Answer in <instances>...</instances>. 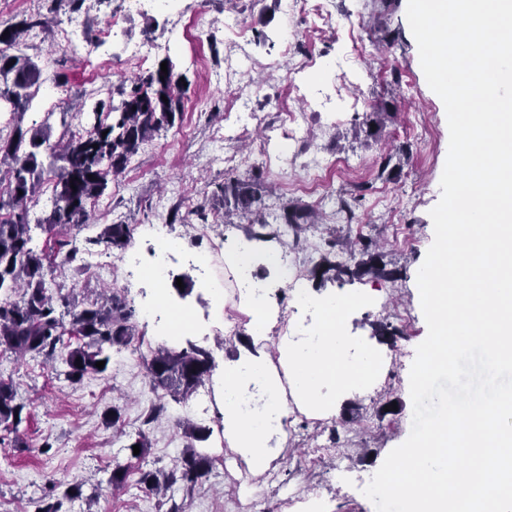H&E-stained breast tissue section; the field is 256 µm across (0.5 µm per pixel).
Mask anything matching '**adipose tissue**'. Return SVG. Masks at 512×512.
<instances>
[{"instance_id": "ef3b65f1", "label": "adipose tissue", "mask_w": 512, "mask_h": 512, "mask_svg": "<svg viewBox=\"0 0 512 512\" xmlns=\"http://www.w3.org/2000/svg\"><path fill=\"white\" fill-rule=\"evenodd\" d=\"M363 295L331 293L313 297L305 287L293 293L292 305L316 315L313 334L304 345H284L280 349L288 362V376L301 400L315 409L330 408L336 398L372 383L380 365L371 351H355L343 334L345 317L362 305ZM224 390V436L239 452L247 455L256 469L267 462V448L273 434L270 417L288 413L281 385L274 378L264 357L252 356L226 363L219 379ZM259 387L263 411L243 412L239 394Z\"/></svg>"}]
</instances>
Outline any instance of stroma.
<instances>
[{
    "label": "stroma",
    "instance_id": "stroma-1",
    "mask_svg": "<svg viewBox=\"0 0 512 512\" xmlns=\"http://www.w3.org/2000/svg\"><path fill=\"white\" fill-rule=\"evenodd\" d=\"M282 5L283 0H181L182 25L174 30L161 0L127 16L123 0H0V29L37 12L50 18L49 29L29 31L19 48L41 63L53 59L73 102L90 108L100 101L119 104L124 80L166 58L188 85L180 119L112 177L91 209L90 224L73 235L77 260L45 279L50 294L79 309L99 300L104 291H117L134 312L132 343L112 353L105 372L88 373L79 382L68 378L62 359L22 358L0 349V378L12 380L27 415L18 430L0 426V512H34L40 500L53 497L61 499L62 512H165L174 505L181 512H250L237 499L245 473L265 486L268 512H375L362 490L412 427L409 373L416 348L428 333L416 272L434 240L430 212L441 198L448 154L446 111L422 71L406 18L407 0H396L391 8L381 0H325L323 14L298 10L289 20ZM116 13L123 16L122 40L104 46L96 64L62 50L58 32L66 16L80 17L90 41ZM233 20L249 31L247 52L241 56L232 51L234 34L228 24ZM152 37L165 41V48L151 53L144 65H128L123 44ZM292 68L297 74L290 88L284 74ZM242 96L250 113L247 129L225 132L226 110ZM383 103L394 109V117L377 137H366L365 114ZM288 111L304 116L298 160L266 167L263 140ZM388 153L401 170L382 177L379 164ZM246 155L253 167L262 169L268 185L263 196L267 219H275L290 202L318 213V224L301 238L285 233L283 247L299 250V270L311 294L366 296V305L346 316L344 330L354 347L375 352L383 369L371 387L337 397L323 412L289 398L295 429L285 439L271 441L267 458L268 468L279 472V484H267L265 474L255 472L247 457L228 446L224 454L231 468L221 475L209 473L192 490L176 483L160 498L133 475L121 490H113V469L135 464L127 446L138 432L149 434L144 466L151 470H172L186 439L179 424L182 404L170 403L156 421L148 419L157 400L148 361L160 340L154 322L145 321L140 310L153 300L156 287L141 273L130 275L121 268L97 275L89 260L109 261L120 251L96 238L106 225H129V248L147 262L153 241L141 234V227L169 225L180 246L163 290L172 301L206 314L210 297L200 288V274L188 257L207 249L198 228L217 222L216 186L231 173L247 176L248 170L237 165ZM305 162L323 165L332 196L305 190ZM360 184L365 191L350 220L340 212L339 201ZM331 228L343 238L379 241L385 262L400 270V278L366 277L344 284L313 279L310 271ZM177 277L182 287H175ZM274 304L281 318L272 323L264 342H254L245 324L233 335L220 333L204 342L190 334L186 340L205 344L219 369L247 354L281 362V342L309 335L310 329L286 328L295 315L290 298L276 296ZM380 319L403 329V336L378 340L371 325ZM385 399L396 402L397 414L381 415ZM116 410L121 413L117 423L112 420ZM76 484L80 495H66V488ZM284 485L298 504L284 499Z\"/></svg>",
    "mask_w": 512,
    "mask_h": 512
}]
</instances>
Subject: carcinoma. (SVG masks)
<instances>
[{
	"label": "carcinoma",
	"instance_id": "cac0c4a2",
	"mask_svg": "<svg viewBox=\"0 0 512 512\" xmlns=\"http://www.w3.org/2000/svg\"><path fill=\"white\" fill-rule=\"evenodd\" d=\"M47 27L48 21L37 14L8 27L6 36L0 30V102L10 106L8 125L13 132L6 140L0 136V166H7L4 178L8 182L7 196L0 195V211H7V217L0 220V292L20 295L17 300L0 301V347L19 356H52L64 335L62 318L45 288L44 257L31 247L29 212L38 203L43 173L53 174L49 182L52 208L37 221V226L52 235L63 230H80L89 223V205L107 189L108 176L121 174L145 143L175 124L186 92L181 75L169 60L168 75H163L158 65L139 75L130 87H120L119 105L96 104L92 116L88 117V128L81 132L70 131L67 112L61 113L65 131L55 142L51 141L48 125L25 129L22 119L33 99L31 88L40 85L42 67L33 58L11 54L9 49L28 31ZM390 112L387 106L375 107L366 116L365 124H373L380 131ZM44 154L49 158L47 164L40 160ZM219 189L224 202V223H231L235 215L246 220L240 225L246 239H280L279 229L266 221L262 211L264 184L260 174L226 177ZM281 220L292 230L297 243L301 234L315 223V212L290 203L282 209ZM129 241L127 224H109L95 239L117 249L125 248ZM339 243L336 232H330L325 241V254L310 271L311 277L340 283L368 275L387 280L396 278L397 270L387 268L378 241L349 242L350 257L343 263L334 261ZM131 317L132 310L115 293L104 302L91 303L72 314L73 329L86 339L64 358L73 381H81L90 371H99L98 361L110 363V351L119 352L127 347L134 336ZM213 369L212 355L205 348L194 344L183 348L158 347L152 352L148 371L153 384L166 394L158 396L159 403L147 421L155 420L166 410L167 394L179 403L188 401L210 378ZM24 410L25 404L16 402L14 385L0 379V424L18 428L24 420ZM185 435L189 442L181 452L180 471L167 474L151 469L140 471L139 483L153 494H160L162 489L178 481L186 488L192 487L209 474L210 461L197 451V443L207 440L210 431L188 424Z\"/></svg>",
	"mask_w": 512,
	"mask_h": 512
}]
</instances>
